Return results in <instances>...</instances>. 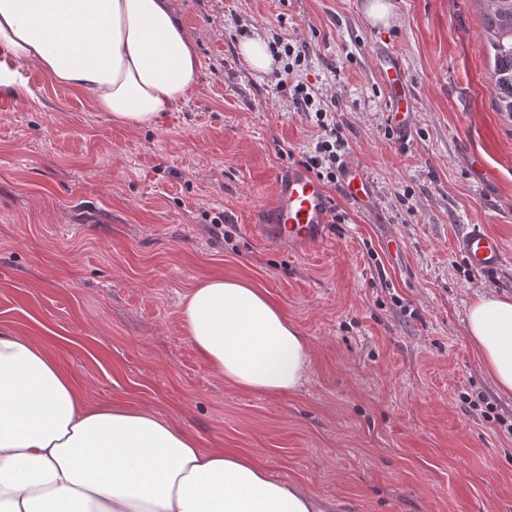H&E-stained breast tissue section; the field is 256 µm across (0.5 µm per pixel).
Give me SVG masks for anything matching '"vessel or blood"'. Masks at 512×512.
<instances>
[{
  "instance_id": "vessel-or-blood-1",
  "label": "vessel or blood",
  "mask_w": 512,
  "mask_h": 512,
  "mask_svg": "<svg viewBox=\"0 0 512 512\" xmlns=\"http://www.w3.org/2000/svg\"><path fill=\"white\" fill-rule=\"evenodd\" d=\"M374 69L386 93L390 123L399 136H407L412 127L410 84L402 59L387 47L377 48ZM342 195L359 203L372 202L374 190L356 162H346L339 174ZM334 199L324 184L304 167L294 165L281 173L272 199L259 213L254 229L266 241L288 246L297 252L318 249L328 242ZM455 250L468 264L491 272L504 261L500 240L475 224L467 228L454 243Z\"/></svg>"
}]
</instances>
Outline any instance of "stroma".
Listing matches in <instances>:
<instances>
[{
  "label": "stroma",
  "instance_id": "obj_1",
  "mask_svg": "<svg viewBox=\"0 0 512 512\" xmlns=\"http://www.w3.org/2000/svg\"><path fill=\"white\" fill-rule=\"evenodd\" d=\"M371 2L176 0L199 85L149 126L21 66L26 84L0 108V326L45 346L89 401L251 454L334 512H512V394L464 330L478 294H512V117L494 109L482 8L385 0L381 23ZM252 37L299 53L288 89L245 62ZM378 44L410 77L406 141ZM297 83L335 100L346 157L379 199L367 212L329 184L339 222L310 253L250 229L320 132ZM472 224L502 242L494 274L453 248ZM220 273L264 290L306 336L297 389L239 391L185 338L182 298Z\"/></svg>",
  "mask_w": 512,
  "mask_h": 512
}]
</instances>
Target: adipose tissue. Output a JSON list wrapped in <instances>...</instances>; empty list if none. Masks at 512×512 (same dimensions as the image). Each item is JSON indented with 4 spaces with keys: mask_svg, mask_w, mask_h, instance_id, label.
<instances>
[{
    "mask_svg": "<svg viewBox=\"0 0 512 512\" xmlns=\"http://www.w3.org/2000/svg\"><path fill=\"white\" fill-rule=\"evenodd\" d=\"M0 89L10 62L37 67L113 119L153 124L198 87L194 42L172 0H0ZM183 333L239 390L279 395L309 367L308 342L266 292L221 275L181 305ZM465 331L498 391L512 393V297L488 292ZM253 456L201 448L147 409L92 404L45 347L0 330V512H332Z\"/></svg>",
    "mask_w": 512,
    "mask_h": 512,
    "instance_id": "1",
    "label": "adipose tissue"
}]
</instances>
